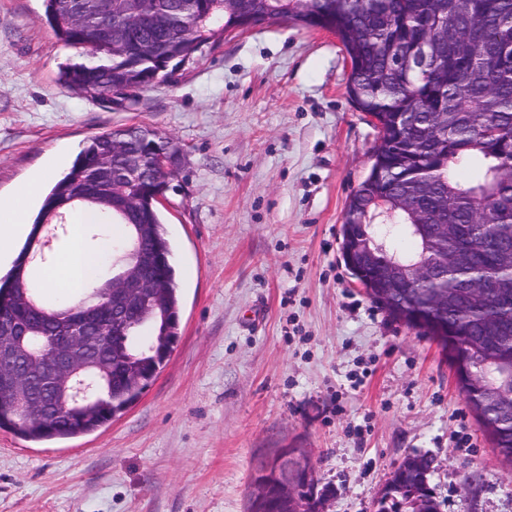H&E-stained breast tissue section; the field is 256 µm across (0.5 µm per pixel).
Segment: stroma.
Listing matches in <instances>:
<instances>
[{"label": "stroma", "mask_w": 512, "mask_h": 512, "mask_svg": "<svg viewBox=\"0 0 512 512\" xmlns=\"http://www.w3.org/2000/svg\"><path fill=\"white\" fill-rule=\"evenodd\" d=\"M0 0V194L130 124L183 164L162 201L181 334L141 397L80 438L0 430V512H247L258 457L307 453L324 512H371L407 457L441 512H512V479L435 342L392 319L341 255L378 130L347 94L338 37L288 20L218 34L112 104L57 83L79 62Z\"/></svg>", "instance_id": "35a3bbf8"}]
</instances>
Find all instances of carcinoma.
<instances>
[{
    "label": "carcinoma",
    "mask_w": 512,
    "mask_h": 512,
    "mask_svg": "<svg viewBox=\"0 0 512 512\" xmlns=\"http://www.w3.org/2000/svg\"><path fill=\"white\" fill-rule=\"evenodd\" d=\"M54 35L85 51L84 63L61 67L65 90L112 102L116 88L144 90L159 70L151 58L171 53L185 60L202 51L216 27L232 30L246 18L294 20L338 36L350 59L347 93L362 112L377 120L379 142L366 179L350 199L342 232L352 230L383 246L368 270L377 284L373 300L395 320L415 327L458 365L460 392L488 437L491 449L512 466V413L487 405L494 386L512 382V0H207L213 12L180 5V0H43ZM104 30L111 38L101 37ZM155 141L170 142L138 126L93 136L43 199L29 236L9 273L0 278V321L43 336L60 327L65 307L38 297L30 284L38 232L72 208L93 210L100 223H113V206L132 202L121 220L127 237L145 225L143 251L155 257L150 275L163 285L165 319H149L126 335L128 354H112L118 335L103 336L109 359L99 404L47 421L26 415L16 396L0 392V429L31 441L67 439L92 433L132 405L171 356L179 337L180 307L172 249L156 195ZM144 160L142 176L112 182L128 156ZM85 196L83 202L74 201ZM441 224H460L464 234L448 238V252H462L464 279L490 280L497 287L471 300L459 282L436 273L388 293L379 287L388 263L411 265L432 257L430 238ZM110 280L89 285L83 303H99ZM448 292V307H423V322L412 324L413 304ZM421 473L400 467L385 485L390 501L379 512H439Z\"/></svg>",
    "instance_id": "obj_1"
}]
</instances>
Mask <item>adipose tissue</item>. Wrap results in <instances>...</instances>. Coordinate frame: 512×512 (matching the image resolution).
I'll return each instance as SVG.
<instances>
[{
  "instance_id": "obj_1",
  "label": "adipose tissue",
  "mask_w": 512,
  "mask_h": 512,
  "mask_svg": "<svg viewBox=\"0 0 512 512\" xmlns=\"http://www.w3.org/2000/svg\"><path fill=\"white\" fill-rule=\"evenodd\" d=\"M41 194L40 179L29 181L24 195L0 197V255L7 253L16 235L28 221V207ZM93 215L76 213L71 225L70 245L58 266L34 269L33 274L42 283L58 293L65 301L71 302L81 296L97 272L98 259L95 253L84 245L87 224Z\"/></svg>"
}]
</instances>
